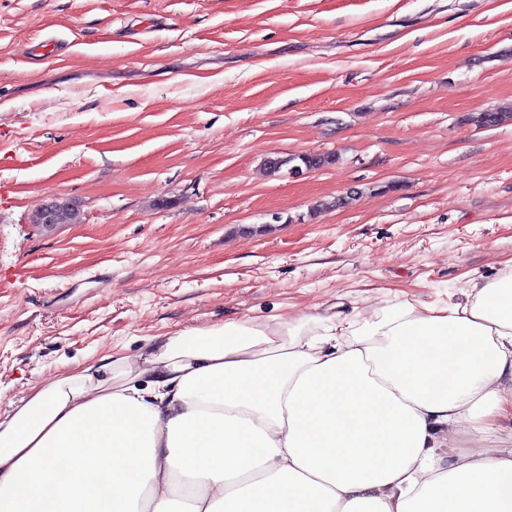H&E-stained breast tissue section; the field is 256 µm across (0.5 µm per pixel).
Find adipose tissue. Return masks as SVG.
<instances>
[{
	"label": "adipose tissue",
	"instance_id": "ef3b65f1",
	"mask_svg": "<svg viewBox=\"0 0 512 512\" xmlns=\"http://www.w3.org/2000/svg\"><path fill=\"white\" fill-rule=\"evenodd\" d=\"M315 321L67 363L0 413V512H512V272Z\"/></svg>",
	"mask_w": 512,
	"mask_h": 512
}]
</instances>
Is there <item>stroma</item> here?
<instances>
[{"instance_id": "1", "label": "stroma", "mask_w": 512, "mask_h": 512, "mask_svg": "<svg viewBox=\"0 0 512 512\" xmlns=\"http://www.w3.org/2000/svg\"><path fill=\"white\" fill-rule=\"evenodd\" d=\"M510 107L512 0H0V412L185 327L512 270V121L474 123Z\"/></svg>"}]
</instances>
